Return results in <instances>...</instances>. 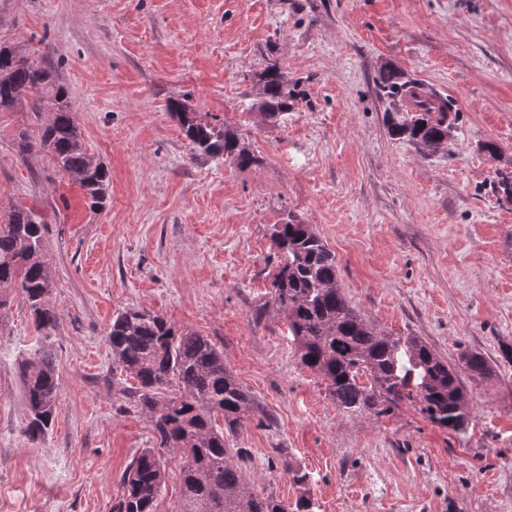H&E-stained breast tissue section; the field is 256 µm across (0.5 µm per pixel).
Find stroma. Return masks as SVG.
I'll return each mask as SVG.
<instances>
[{"mask_svg":"<svg viewBox=\"0 0 512 512\" xmlns=\"http://www.w3.org/2000/svg\"><path fill=\"white\" fill-rule=\"evenodd\" d=\"M0 45L51 67L112 174L105 208H90L43 152L18 149L50 112L0 110V220L44 213L59 312L54 421L33 442L20 363L39 332L21 294L0 310V512L119 501L153 443L106 341L127 308L223 348L255 403L235 445L257 489L294 503L287 461L309 472L318 512H512V199L497 188L512 174V0H0ZM271 61L298 93L281 124L255 108ZM386 64L452 104L447 150L391 138ZM175 101L253 163L196 156ZM288 222L312 225L379 329L490 360L493 378L462 380L466 432L407 404L348 415L303 368L271 300L272 235Z\"/></svg>","mask_w":512,"mask_h":512,"instance_id":"35a3bbf8","label":"stroma"}]
</instances>
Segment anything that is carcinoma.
<instances>
[{"label":"carcinoma","instance_id":"obj_1","mask_svg":"<svg viewBox=\"0 0 512 512\" xmlns=\"http://www.w3.org/2000/svg\"><path fill=\"white\" fill-rule=\"evenodd\" d=\"M263 110L275 123L291 111L295 88L276 63L263 73ZM379 87L401 104L390 116L388 133L435 153L448 148L456 117L438 111L423 84L395 67L380 70ZM35 112L53 113L32 144L54 167L85 191L92 207L108 197L111 175L87 155L74 123L65 88L52 72L31 64L9 47H0V109L22 102ZM184 135L200 155L238 167L252 161L233 132L187 116L170 106ZM44 220L34 208H15L0 224V287L17 288L42 332L40 345L21 361L27 421L32 441L52 425L59 377L51 352L57 310L46 297L53 278L46 264ZM273 244L280 254L272 280V300L286 314L303 367L327 381L336 406L349 415H379L400 402L415 404L434 424L453 433L469 425L460 374L485 381L494 369L483 353L462 348L457 359L441 356L418 336H393L378 329L347 299L337 281L336 256L310 224H282ZM112 365L132 383L123 396L150 422L158 447L145 448L121 475L123 493L112 512H156L168 481L165 454L180 458L179 512H315L309 474L283 461L299 495L288 507L273 493L257 491L239 464L248 455L233 438L253 410V398L224 365V351L197 332L177 330L159 315L127 309L112 320L107 334Z\"/></svg>","mask_w":512,"mask_h":512}]
</instances>
